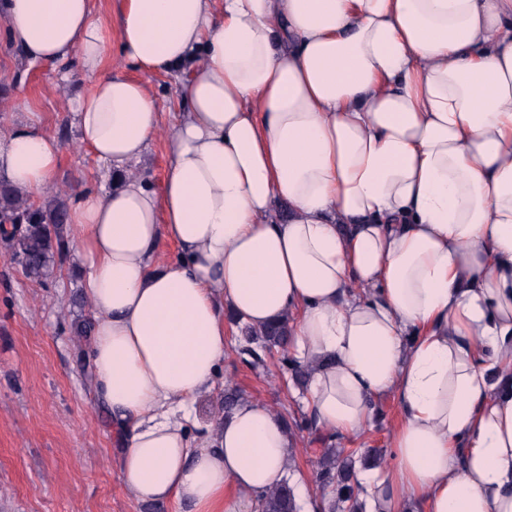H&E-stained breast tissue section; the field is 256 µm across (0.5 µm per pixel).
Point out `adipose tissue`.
I'll return each instance as SVG.
<instances>
[{
	"label": "adipose tissue",
	"mask_w": 512,
	"mask_h": 512,
	"mask_svg": "<svg viewBox=\"0 0 512 512\" xmlns=\"http://www.w3.org/2000/svg\"><path fill=\"white\" fill-rule=\"evenodd\" d=\"M0 0L26 65L64 83L79 142L118 177L79 192L72 247L88 357L142 504L251 512L286 474L285 420L241 401L191 431L224 313H293L317 428L360 433L398 402L395 462L366 512H512V0ZM118 46L122 70L112 68ZM172 75L163 120L148 85ZM164 137L153 186L136 164ZM38 113L0 132V177L52 186ZM288 205L278 221L274 206ZM179 256L157 259L160 241ZM146 81L155 91L158 101L161 104L162 112H166L167 121L179 112L177 94L175 91V81L173 77L158 76L147 77Z\"/></svg>",
	"instance_id": "obj_1"
}]
</instances>
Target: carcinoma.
<instances>
[{
	"label": "carcinoma",
	"mask_w": 512,
	"mask_h": 512,
	"mask_svg": "<svg viewBox=\"0 0 512 512\" xmlns=\"http://www.w3.org/2000/svg\"><path fill=\"white\" fill-rule=\"evenodd\" d=\"M68 214L69 207L60 196L53 195L39 204L0 179V245L20 264L27 279L42 282L62 268L69 250ZM289 338L286 317L260 329L247 326L241 353L256 365L262 362L265 352L287 351ZM281 363L294 384L303 387L310 375L308 366L286 354ZM316 481L330 494V512H363L355 480L354 454L345 455L336 448L324 449L318 461ZM256 512H297L292 486L285 481L258 494Z\"/></svg>",
	"instance_id": "carcinoma-1"
}]
</instances>
